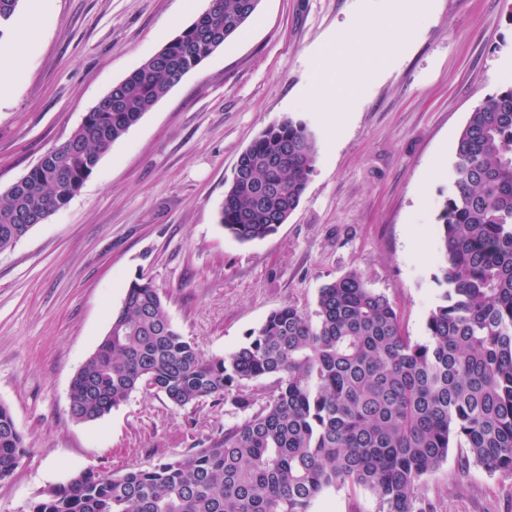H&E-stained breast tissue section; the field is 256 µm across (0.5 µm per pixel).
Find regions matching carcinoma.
I'll return each instance as SVG.
<instances>
[{"mask_svg": "<svg viewBox=\"0 0 512 512\" xmlns=\"http://www.w3.org/2000/svg\"><path fill=\"white\" fill-rule=\"evenodd\" d=\"M19 2L0 0V39ZM259 2L212 0L1 192L0 251L65 207L112 144ZM317 155L305 124L288 117L266 128L237 160L224 231L240 241L272 235L298 207ZM438 225L445 288L422 341L404 335L389 298L351 271L319 288L317 320L285 305L235 350L206 356L177 329L153 281L132 280L71 381V417L95 422L138 390L196 410L234 389L233 404L248 415L205 447L150 468L83 469L28 512H311L324 492L344 487L373 491L381 512H426L414 502L451 448L512 477V86L470 113ZM261 379L269 383L241 392ZM25 455L0 403V480Z\"/></svg>", "mask_w": 512, "mask_h": 512, "instance_id": "cac0c4a2", "label": "carcinoma"}]
</instances>
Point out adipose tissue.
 Returning <instances> with one entry per match:
<instances>
[{
  "label": "adipose tissue",
  "instance_id": "obj_1",
  "mask_svg": "<svg viewBox=\"0 0 512 512\" xmlns=\"http://www.w3.org/2000/svg\"><path fill=\"white\" fill-rule=\"evenodd\" d=\"M390 24L391 20L386 16L364 18L348 39L327 49L326 58L343 56L354 61L353 66L342 70L335 71L324 66L318 69L314 96L326 101L330 112L345 113L353 85L374 76L380 70L383 64L381 57L359 52L358 44L366 36Z\"/></svg>",
  "mask_w": 512,
  "mask_h": 512
}]
</instances>
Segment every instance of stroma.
Here are the masks:
<instances>
[{
  "label": "stroma",
  "mask_w": 512,
  "mask_h": 512,
  "mask_svg": "<svg viewBox=\"0 0 512 512\" xmlns=\"http://www.w3.org/2000/svg\"><path fill=\"white\" fill-rule=\"evenodd\" d=\"M208 0H45L35 45L0 97V192L67 139L112 87ZM395 29L363 42L384 58L345 119L314 98L318 58L369 15ZM512 84V0H261L224 47L189 72L100 159L64 208L0 252V403L27 455L0 481V512L94 468L110 474L185 454L246 417L231 401L173 409L137 392L102 419L69 414L70 383L97 349L128 284L152 279L183 336L236 349L275 309L314 315L320 287L356 271L425 338L442 290L437 216L470 112ZM304 122L318 156L296 211L242 242L219 221L239 155L269 125ZM459 449L425 480L434 512H512V479ZM312 512H380L375 493L332 490Z\"/></svg>",
  "instance_id": "35a3bbf8"
}]
</instances>
